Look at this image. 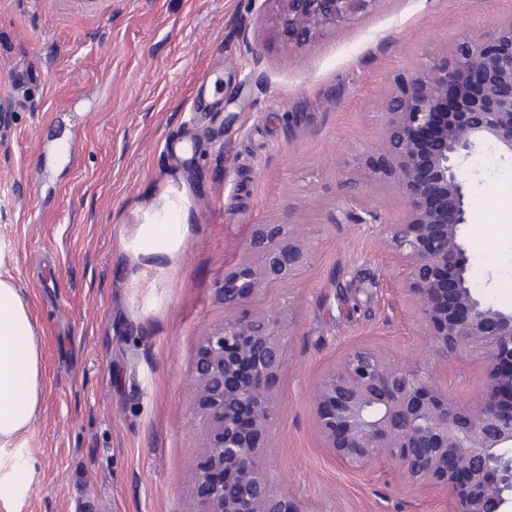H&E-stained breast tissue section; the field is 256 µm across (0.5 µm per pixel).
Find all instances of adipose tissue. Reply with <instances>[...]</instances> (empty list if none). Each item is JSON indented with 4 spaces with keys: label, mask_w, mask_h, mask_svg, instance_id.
Returning a JSON list of instances; mask_svg holds the SVG:
<instances>
[{
    "label": "adipose tissue",
    "mask_w": 512,
    "mask_h": 512,
    "mask_svg": "<svg viewBox=\"0 0 512 512\" xmlns=\"http://www.w3.org/2000/svg\"><path fill=\"white\" fill-rule=\"evenodd\" d=\"M183 221L142 225L140 252L169 254L186 236ZM40 338L20 291L0 280V512H20L36 473V460L17 441L33 423L40 401Z\"/></svg>",
    "instance_id": "1"
}]
</instances>
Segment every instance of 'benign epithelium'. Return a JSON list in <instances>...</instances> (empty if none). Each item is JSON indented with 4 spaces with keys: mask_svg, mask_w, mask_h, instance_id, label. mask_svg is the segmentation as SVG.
<instances>
[{
    "mask_svg": "<svg viewBox=\"0 0 512 512\" xmlns=\"http://www.w3.org/2000/svg\"><path fill=\"white\" fill-rule=\"evenodd\" d=\"M276 2V34L297 50L377 0ZM379 107L370 181L377 193H399L402 214L382 224L374 210L344 208L336 223L376 225L402 268L418 348L395 360L357 346L320 377L311 404L321 448L355 470L389 465L415 494L443 498L445 512H512V309L476 292L462 234L464 168L485 146L512 158V20L486 40L460 35L449 55L412 72ZM248 249L263 264L224 273V324L203 337L191 372L205 454L186 512H308L263 472L290 323L278 310H244L299 275L302 225L259 224ZM463 354L480 364V389L466 398L432 371Z\"/></svg>",
    "mask_w": 512,
    "mask_h": 512,
    "instance_id": "obj_1",
    "label": "benign epithelium"
}]
</instances>
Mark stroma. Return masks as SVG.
<instances>
[{
    "instance_id": "35a3bbf8",
    "label": "stroma",
    "mask_w": 512,
    "mask_h": 512,
    "mask_svg": "<svg viewBox=\"0 0 512 512\" xmlns=\"http://www.w3.org/2000/svg\"><path fill=\"white\" fill-rule=\"evenodd\" d=\"M276 9L0 0V279L43 343L21 512H186L202 453L192 365L224 322L225 272L262 261L248 249L259 224L303 225L307 248L297 279L255 306L290 320L267 435L277 488L310 512H444L388 467L329 459L309 392L354 346L414 352L401 268L367 225L333 217L349 182L398 219V195L373 194L366 167L378 100L460 33L490 37L512 0H376L296 53L271 32ZM466 178L473 282L512 308V160L482 149ZM170 211L182 247L139 254L140 225Z\"/></svg>"
}]
</instances>
